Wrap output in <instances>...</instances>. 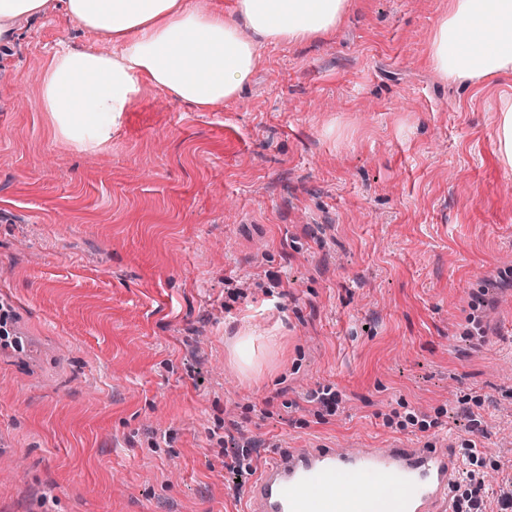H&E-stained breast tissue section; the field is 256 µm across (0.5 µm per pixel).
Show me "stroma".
Here are the masks:
<instances>
[{"label": "stroma", "mask_w": 512, "mask_h": 512, "mask_svg": "<svg viewBox=\"0 0 512 512\" xmlns=\"http://www.w3.org/2000/svg\"><path fill=\"white\" fill-rule=\"evenodd\" d=\"M448 0H352L335 34L264 46L210 111L141 89L102 148L37 98L57 8L0 41V512H243L307 436L448 441L512 490V74L425 62ZM255 335L258 367L233 358ZM336 396L334 412L320 401ZM493 153L507 171H512V96L502 97L494 127Z\"/></svg>", "instance_id": "stroma-1"}]
</instances>
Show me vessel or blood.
Here are the masks:
<instances>
[{"mask_svg":"<svg viewBox=\"0 0 512 512\" xmlns=\"http://www.w3.org/2000/svg\"><path fill=\"white\" fill-rule=\"evenodd\" d=\"M457 456L396 441L344 448L319 437L277 446L250 487L247 512H447Z\"/></svg>","mask_w":512,"mask_h":512,"instance_id":"obj_1","label":"vessel or blood"}]
</instances>
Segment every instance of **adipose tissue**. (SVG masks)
<instances>
[{
	"label": "adipose tissue",
	"instance_id": "ef3b65f1",
	"mask_svg": "<svg viewBox=\"0 0 512 512\" xmlns=\"http://www.w3.org/2000/svg\"><path fill=\"white\" fill-rule=\"evenodd\" d=\"M61 11L112 43V52L64 49L48 62L39 109L56 134L88 150L106 142L142 85L201 109L238 97L263 46L333 34L350 0H59ZM428 66L450 82L488 84L512 74V0H448Z\"/></svg>",
	"mask_w": 512,
	"mask_h": 512
}]
</instances>
